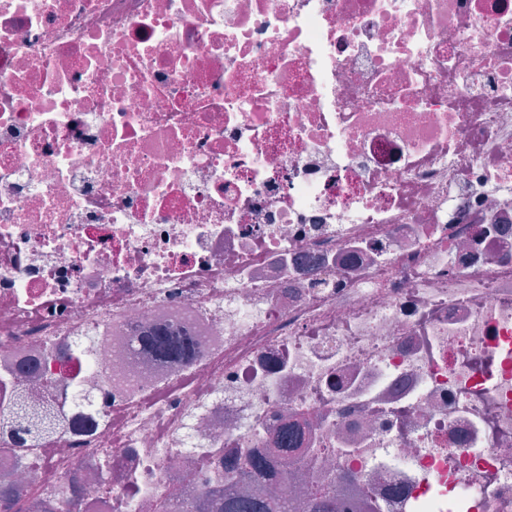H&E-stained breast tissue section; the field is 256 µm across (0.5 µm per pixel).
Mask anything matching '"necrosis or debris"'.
<instances>
[{
	"label": "necrosis or debris",
	"mask_w": 512,
	"mask_h": 512,
	"mask_svg": "<svg viewBox=\"0 0 512 512\" xmlns=\"http://www.w3.org/2000/svg\"><path fill=\"white\" fill-rule=\"evenodd\" d=\"M168 325L198 352L140 351ZM11 512H512V0H0ZM51 420L43 415L29 413L26 409L8 407L0 411V428L3 432H12L17 428L16 423L23 425L22 430L30 437L49 434ZM237 480L246 482L273 474L269 460L253 451H245L237 458L232 468ZM339 493L338 488L315 491L311 494L308 501L310 512H337L336 498ZM178 512H290L288 501L262 492L239 496L231 492L204 490L193 502L184 503Z\"/></svg>",
	"instance_id": "necrosis-or-debris-1"
}]
</instances>
